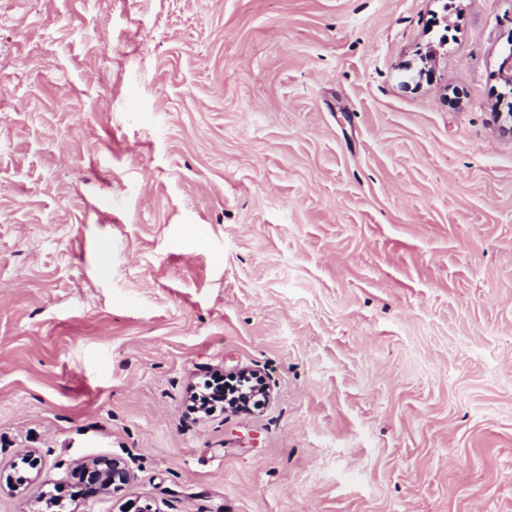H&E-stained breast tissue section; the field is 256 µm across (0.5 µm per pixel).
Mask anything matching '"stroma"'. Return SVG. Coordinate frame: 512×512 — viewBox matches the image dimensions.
<instances>
[{"label":"stroma","instance_id":"obj_1","mask_svg":"<svg viewBox=\"0 0 512 512\" xmlns=\"http://www.w3.org/2000/svg\"><path fill=\"white\" fill-rule=\"evenodd\" d=\"M510 110L512 0H0V512H512ZM243 383L240 382V379L228 378L226 381L219 382L214 379L212 384H208L205 382L204 387L196 393V400L192 402L190 406L194 411L198 406H204L205 404H209L210 407L208 410L213 409L214 404L224 403V399H233L235 395L238 394V388L242 387ZM216 394L221 395V398L216 397ZM197 412V411H196ZM131 474L125 462L119 458L98 457L83 462L75 472V483L67 493L55 487L49 491L63 505L64 501L75 504L71 511L95 498L117 494L130 482Z\"/></svg>","mask_w":512,"mask_h":512}]
</instances>
